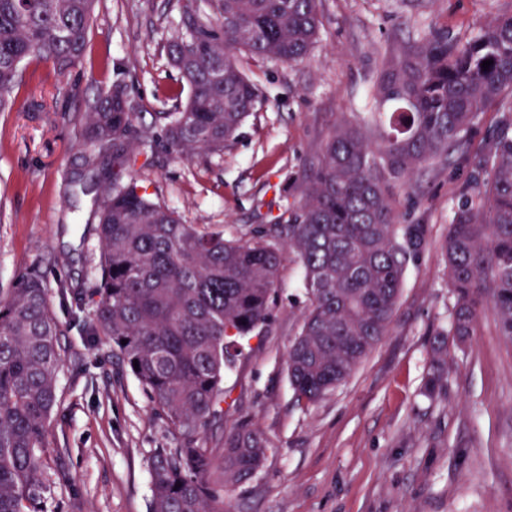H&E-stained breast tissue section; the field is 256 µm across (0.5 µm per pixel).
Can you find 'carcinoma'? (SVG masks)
I'll return each instance as SVG.
<instances>
[{
    "instance_id": "carcinoma-1",
    "label": "carcinoma",
    "mask_w": 512,
    "mask_h": 512,
    "mask_svg": "<svg viewBox=\"0 0 512 512\" xmlns=\"http://www.w3.org/2000/svg\"><path fill=\"white\" fill-rule=\"evenodd\" d=\"M94 3L0 0V112L12 104L23 62H49L66 74L81 61ZM320 3L186 0L169 54L189 95L166 113L169 151L186 159L224 153L259 97L236 53L303 61L321 26ZM507 94L512 15L463 45L446 31L425 37L381 74L378 136L364 125L336 127L284 223L244 231L185 224L125 181L136 155L154 149V127L136 124L139 103L126 86H104L87 99L75 182L103 196L94 212L101 251L93 327L175 440L151 458L149 512H224V488L262 466L269 447L262 431L239 424L219 448L205 434L224 417L226 372L267 325L284 254L300 263L308 299L288 348V378L296 400L312 403L345 383L386 335L404 270L426 240L425 224L396 227L394 191L460 152L480 112ZM443 251L455 298L448 335H472L487 305L512 343L510 108L476 155ZM59 333L46 282L34 271L21 274L0 300V512H47L52 476L61 475L50 472L56 449L45 444L58 402ZM447 371L442 343L427 396L440 392Z\"/></svg>"
}]
</instances>
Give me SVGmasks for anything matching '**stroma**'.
<instances>
[{"mask_svg": "<svg viewBox=\"0 0 512 512\" xmlns=\"http://www.w3.org/2000/svg\"><path fill=\"white\" fill-rule=\"evenodd\" d=\"M322 26L298 64L241 57L259 89L223 154L182 160L158 148L130 168L142 190L188 224H270L300 201L305 169L335 126L372 111L386 63L447 30L466 43L512 14V0H322ZM182 0H96L81 63L22 65L12 111L0 112V295L36 271L61 329L59 405L47 447L65 478L50 505L62 512H148L149 462L174 440L143 386L105 337L91 333L100 243L92 208L72 184L82 165L84 100L104 83L132 88L140 120L173 111L181 77L167 46ZM468 160L429 166L397 190L398 224H424L427 243L404 272L388 332L352 376L322 400L297 404L286 354L307 305L294 255L280 267L271 321L225 380L224 424L245 422L270 441L259 471L227 488L224 512H512V343L491 310L465 342L449 345L451 371L435 399L421 389L454 298L442 243ZM82 289L74 298L73 289Z\"/></svg>", "mask_w": 512, "mask_h": 512, "instance_id": "obj_1", "label": "stroma"}]
</instances>
